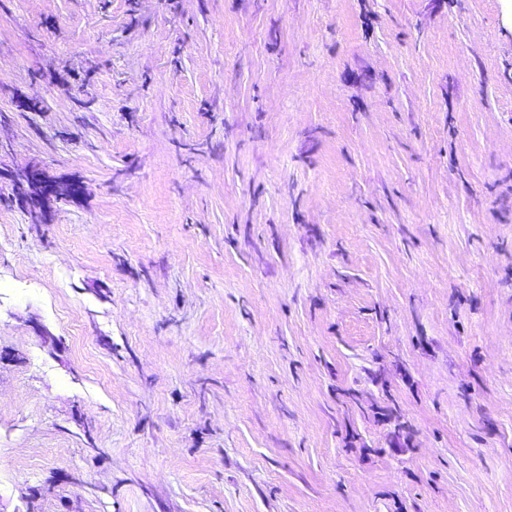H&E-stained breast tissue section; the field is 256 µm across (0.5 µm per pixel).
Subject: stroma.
<instances>
[{
    "label": "stroma",
    "mask_w": 512,
    "mask_h": 512,
    "mask_svg": "<svg viewBox=\"0 0 512 512\" xmlns=\"http://www.w3.org/2000/svg\"><path fill=\"white\" fill-rule=\"evenodd\" d=\"M0 512H512V0H0ZM14 188L18 186L35 190L43 196H52L58 191L59 186L56 183L48 181L45 173L40 169H27L17 174L14 178Z\"/></svg>",
    "instance_id": "stroma-1"
}]
</instances>
